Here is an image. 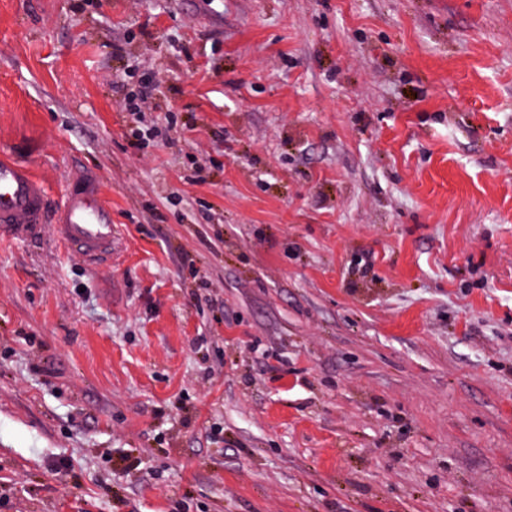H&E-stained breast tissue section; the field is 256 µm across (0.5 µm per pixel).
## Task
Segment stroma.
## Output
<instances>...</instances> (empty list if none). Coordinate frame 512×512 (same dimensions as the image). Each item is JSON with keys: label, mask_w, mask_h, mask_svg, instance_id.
Here are the masks:
<instances>
[{"label": "stroma", "mask_w": 512, "mask_h": 512, "mask_svg": "<svg viewBox=\"0 0 512 512\" xmlns=\"http://www.w3.org/2000/svg\"><path fill=\"white\" fill-rule=\"evenodd\" d=\"M0 151V512H512V0H0ZM153 88L154 87L148 85L145 87L144 91L140 92L139 94L132 95V97L129 99V111L133 115L137 116V121L143 125V128H138L135 131V136L137 137L138 143H134L133 146L138 149H144L147 147L149 141L152 140L155 135L154 128L149 127L143 123L144 113L152 110L150 104ZM47 188L32 168L0 156V236L25 241L49 229L68 250L90 265L117 261L123 241L112 224V209L96 181H76L46 224Z\"/></svg>", "instance_id": "1"}]
</instances>
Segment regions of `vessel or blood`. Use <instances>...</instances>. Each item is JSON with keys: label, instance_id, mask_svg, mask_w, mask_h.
I'll use <instances>...</instances> for the list:
<instances>
[{"label": "vessel or blood", "instance_id": "b4317fda", "mask_svg": "<svg viewBox=\"0 0 512 512\" xmlns=\"http://www.w3.org/2000/svg\"><path fill=\"white\" fill-rule=\"evenodd\" d=\"M47 188L32 168L0 156V236L24 241L51 232L89 264L118 260L123 241L97 182L68 187L53 218H46Z\"/></svg>", "mask_w": 512, "mask_h": 512}]
</instances>
